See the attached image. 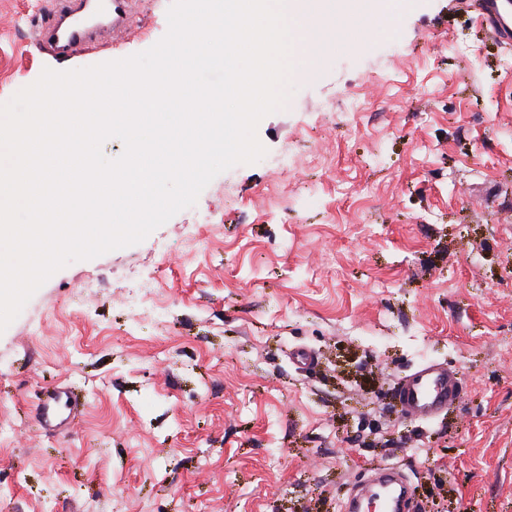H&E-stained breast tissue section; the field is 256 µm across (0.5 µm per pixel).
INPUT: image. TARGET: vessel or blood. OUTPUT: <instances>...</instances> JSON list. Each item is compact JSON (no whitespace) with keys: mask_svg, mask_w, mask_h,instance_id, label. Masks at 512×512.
Masks as SVG:
<instances>
[{"mask_svg":"<svg viewBox=\"0 0 512 512\" xmlns=\"http://www.w3.org/2000/svg\"><path fill=\"white\" fill-rule=\"evenodd\" d=\"M468 10L477 13L488 33L500 43L512 44V0H463ZM85 0H63L51 10L48 20L35 27V40L56 54L66 55L87 45L95 34L94 28L75 23L82 13ZM131 0H112L107 31L126 36L136 28L130 20ZM465 386L459 371L440 363L421 366L399 378L395 397L402 414L412 420L426 422L448 412L464 395ZM76 407V397L69 388L56 387L45 391L37 410L43 426L57 431L66 430ZM366 490L389 489L390 499L380 501L381 512H411L410 486L394 468L374 469Z\"/></svg>","mask_w":512,"mask_h":512,"instance_id":"obj_1","label":"vessel or blood"}]
</instances>
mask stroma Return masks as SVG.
Instances as JSON below:
<instances>
[{
  "label": "stroma",
  "mask_w": 512,
  "mask_h": 512,
  "mask_svg": "<svg viewBox=\"0 0 512 512\" xmlns=\"http://www.w3.org/2000/svg\"><path fill=\"white\" fill-rule=\"evenodd\" d=\"M169 5L60 57L31 35L50 0H0V103L149 49ZM357 41L260 121L262 160L57 271L0 334L5 512H340L383 465L413 512H512V45L460 0ZM190 231L208 250L185 253ZM147 279L158 307L129 298ZM427 361L465 393L422 423L394 385ZM53 385L78 402L63 436L35 414Z\"/></svg>",
  "instance_id": "35a3bbf8"
}]
</instances>
